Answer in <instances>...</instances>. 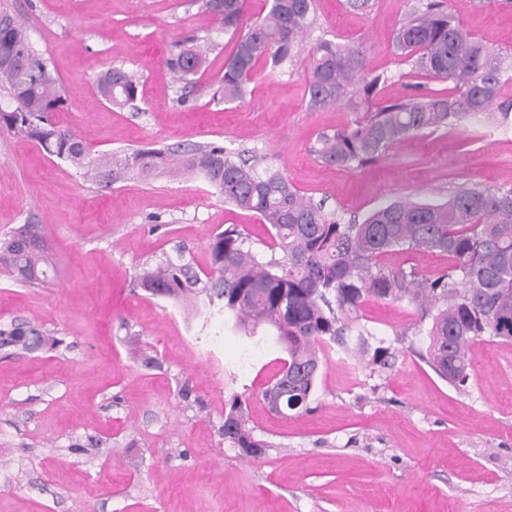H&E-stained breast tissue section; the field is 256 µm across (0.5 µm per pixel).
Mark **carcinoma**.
Returning <instances> with one entry per match:
<instances>
[{
	"instance_id": "obj_1",
	"label": "carcinoma",
	"mask_w": 512,
	"mask_h": 512,
	"mask_svg": "<svg viewBox=\"0 0 512 512\" xmlns=\"http://www.w3.org/2000/svg\"><path fill=\"white\" fill-rule=\"evenodd\" d=\"M245 2L200 0L201 10L236 38L221 77L226 103L244 97L258 65L274 71L293 59L314 23V0H270L248 19ZM212 47L206 41L172 57L169 68L176 79L196 82ZM391 48L417 72L453 87L417 86L402 98L384 99L380 93L388 76L368 73L358 48L319 42L310 53L309 108L346 103L358 113L352 125L318 134L316 153L323 163L356 170L380 161L405 137L471 119L512 128V99L502 96L512 82V62L471 35L443 0L412 9L393 31ZM0 86L11 99L0 106V129L34 142L100 188L129 177L189 174L225 203L270 226L268 254L254 251L243 230L232 225L213 236L208 270H196L179 250L137 275L138 284L155 295L201 298L249 336L259 328L274 330L288 358L261 392L270 412H275L273 394L281 396L282 418L308 410L327 350L389 366L391 348L360 323L359 312L369 300L407 303L420 320H429L432 366L455 387L470 379L475 341L485 336L512 342V188L461 185L438 203L401 197L360 223H345L325 202L300 194L279 170L260 171L256 161L219 145L177 143L93 155L55 119L68 105L61 82L33 45L27 25L6 7L0 9ZM96 86L102 102L135 106V74L109 67ZM394 251L443 254L448 267L423 276L385 265L383 257ZM0 264L24 286H42L57 276L39 224H23L0 237ZM46 341L38 324L0 323V346L32 353ZM223 431L224 440L245 455L258 456L265 448L253 437L238 397L224 415Z\"/></svg>"
}]
</instances>
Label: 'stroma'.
<instances>
[{"instance_id": "stroma-1", "label": "stroma", "mask_w": 512, "mask_h": 512, "mask_svg": "<svg viewBox=\"0 0 512 512\" xmlns=\"http://www.w3.org/2000/svg\"><path fill=\"white\" fill-rule=\"evenodd\" d=\"M487 46L512 57V0H444ZM24 19L58 75V121L92 154L172 143L223 145L262 158L344 221L398 197L443 201L457 187L512 188V131L477 121L409 136L353 171L312 151L319 132L356 114L307 106V53L319 40L362 46L389 77L443 88L398 58L393 30L417 0H315L317 23L292 64L260 68L245 97L214 103L233 48L194 0H0ZM215 49L199 82L174 81L166 61L189 40ZM110 66L138 73L136 108L106 106L95 80ZM43 227L58 263L50 284L24 287L0 266V323L40 324L60 344L0 350V512H512V344L478 340L465 388L428 362L414 306L368 302L363 324L395 352L390 367L325 356L308 413L283 419L259 393L286 353L271 331L247 337L224 316L152 295L139 266L183 246L210 264L228 225L256 251L267 226L201 182L161 176L100 190L36 144L0 130V235ZM248 403L264 456L224 440L233 395Z\"/></svg>"}]
</instances>
